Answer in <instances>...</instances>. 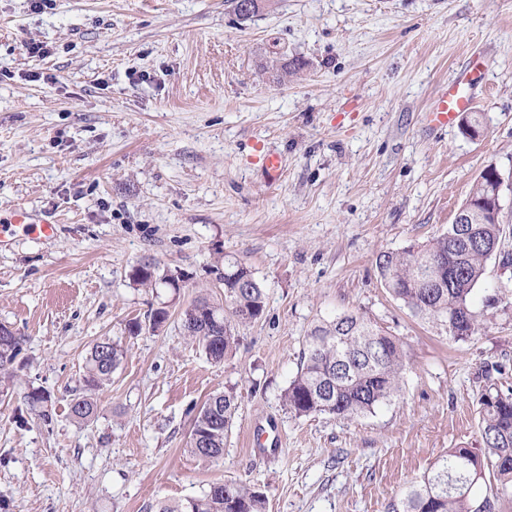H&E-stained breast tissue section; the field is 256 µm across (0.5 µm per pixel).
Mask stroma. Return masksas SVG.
<instances>
[{"instance_id":"stroma-1","label":"stroma","mask_w":512,"mask_h":512,"mask_svg":"<svg viewBox=\"0 0 512 512\" xmlns=\"http://www.w3.org/2000/svg\"><path fill=\"white\" fill-rule=\"evenodd\" d=\"M475 64L479 137L431 127L427 108ZM491 165L501 252L472 296L482 332L456 341L375 260L447 233ZM19 208L59 232L18 229L0 250V324L25 339L0 392V512H154L219 481L258 488L267 512H387L449 449L480 447V366L505 364L512 385V0H269L246 21L227 0H0V225ZM228 255L266 308L215 363L180 313L223 299ZM147 261L187 279L137 286ZM342 313L404 341L402 391L354 420L295 417L282 395L304 338ZM105 337L124 355L92 391L82 366ZM30 386L53 395L51 421ZM218 392L239 408L223 458L202 459L192 420ZM85 395L98 412L79 422ZM272 424L275 451L257 442ZM24 400L29 409L36 412L44 421H51L53 416L54 401L52 394L40 387H29L25 393Z\"/></svg>"}]
</instances>
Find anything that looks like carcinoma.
I'll use <instances>...</instances> for the list:
<instances>
[{
	"label": "carcinoma",
	"instance_id": "1",
	"mask_svg": "<svg viewBox=\"0 0 512 512\" xmlns=\"http://www.w3.org/2000/svg\"><path fill=\"white\" fill-rule=\"evenodd\" d=\"M478 235L484 246L470 239L452 242L444 234L426 245L401 252L378 254L376 268L381 282L421 319L439 323L456 341H466L481 331L479 313L472 294L481 283L489 249L499 245L501 224H480ZM133 282L150 288L161 281L178 288L182 272L156 274L144 264L134 269ZM224 301L199 297L181 313V328L189 341L202 348L206 357L220 363L236 346V327L260 318L265 293L251 267L224 256ZM8 338L0 341V371L12 366L21 337L6 327ZM123 357L121 346L104 338L86 358L84 382L99 387L109 381ZM407 353L402 340L356 314L338 315L315 325L306 336L300 366L283 395L284 405L296 417L329 414L353 420L375 413L402 389ZM506 366L486 362L478 372L479 430L482 447L451 448L421 480L412 483L389 512H499L501 498L512 495V387L503 388L498 377ZM24 400L44 421L53 416L52 394L31 387ZM97 403L87 397L70 402V416L89 420ZM238 410L232 393L210 396L194 418L190 451L204 459L224 456V446ZM486 486L483 496L474 489ZM263 492L242 482H215L201 495L159 512H266Z\"/></svg>",
	"mask_w": 512,
	"mask_h": 512
}]
</instances>
